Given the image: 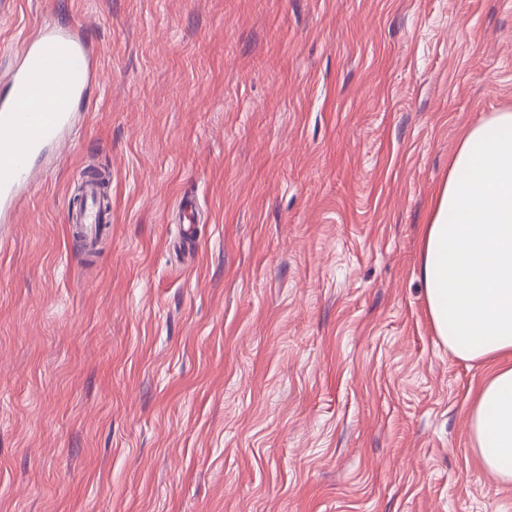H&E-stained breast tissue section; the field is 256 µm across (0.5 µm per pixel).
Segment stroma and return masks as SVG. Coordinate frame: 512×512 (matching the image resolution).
<instances>
[{
	"mask_svg": "<svg viewBox=\"0 0 512 512\" xmlns=\"http://www.w3.org/2000/svg\"><path fill=\"white\" fill-rule=\"evenodd\" d=\"M48 20L101 78L0 221V512H512L419 279L512 0H0V97Z\"/></svg>",
	"mask_w": 512,
	"mask_h": 512,
	"instance_id": "obj_1",
	"label": "stroma"
}]
</instances>
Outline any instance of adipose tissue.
Segmentation results:
<instances>
[{
    "instance_id": "1",
    "label": "adipose tissue",
    "mask_w": 512,
    "mask_h": 512,
    "mask_svg": "<svg viewBox=\"0 0 512 512\" xmlns=\"http://www.w3.org/2000/svg\"><path fill=\"white\" fill-rule=\"evenodd\" d=\"M419 274L440 343L492 367L469 411L472 446L512 482V110L464 133L422 227Z\"/></svg>"
}]
</instances>
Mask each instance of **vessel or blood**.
Segmentation results:
<instances>
[{
	"mask_svg": "<svg viewBox=\"0 0 512 512\" xmlns=\"http://www.w3.org/2000/svg\"><path fill=\"white\" fill-rule=\"evenodd\" d=\"M97 78V58L76 26L48 25L25 40L11 74L14 92L0 102V213L16 206L33 159L64 134L72 99ZM53 80L61 86L43 104L36 93Z\"/></svg>",
	"mask_w": 512,
	"mask_h": 512,
	"instance_id": "b4317fda",
	"label": "vessel or blood"
}]
</instances>
